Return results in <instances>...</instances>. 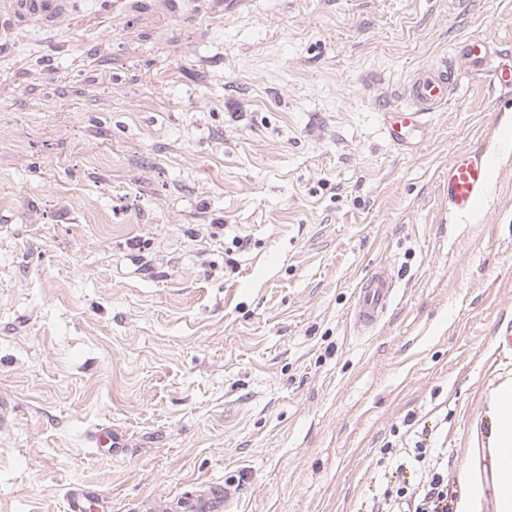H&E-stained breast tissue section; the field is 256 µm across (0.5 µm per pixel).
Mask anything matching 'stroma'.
I'll return each instance as SVG.
<instances>
[{"label":"stroma","mask_w":512,"mask_h":512,"mask_svg":"<svg viewBox=\"0 0 512 512\" xmlns=\"http://www.w3.org/2000/svg\"><path fill=\"white\" fill-rule=\"evenodd\" d=\"M225 3L0 38V512L72 484L153 512L198 480L237 512H371L388 446L456 488L512 373V92L462 79L406 153L378 116L462 40L512 49V0ZM469 148L496 162L452 220ZM378 263L397 298L358 335ZM104 422L128 447L91 448ZM495 160L483 151H462L448 162V216L461 219L473 214L486 196Z\"/></svg>","instance_id":"1"}]
</instances>
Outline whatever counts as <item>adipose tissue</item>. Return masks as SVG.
<instances>
[{
	"mask_svg": "<svg viewBox=\"0 0 512 512\" xmlns=\"http://www.w3.org/2000/svg\"><path fill=\"white\" fill-rule=\"evenodd\" d=\"M476 446L457 472L454 512H512V377L500 378L471 426Z\"/></svg>",
	"mask_w": 512,
	"mask_h": 512,
	"instance_id": "1",
	"label": "adipose tissue"
}]
</instances>
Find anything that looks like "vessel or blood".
<instances>
[{
    "label": "vessel or blood",
    "instance_id": "obj_1",
    "mask_svg": "<svg viewBox=\"0 0 512 512\" xmlns=\"http://www.w3.org/2000/svg\"><path fill=\"white\" fill-rule=\"evenodd\" d=\"M473 74L503 90L512 89V54L491 47L482 39L469 38L448 56L420 70L402 96L380 110L389 142L400 149L413 147L418 132L433 112L450 105L462 77ZM495 160L479 150L457 153L448 163V215L461 219L473 214L483 202ZM396 294L395 274L379 265L363 279L356 291L352 322L361 332L373 331L390 308ZM93 441L98 448H122L124 434L100 425ZM237 491L231 485L198 482L193 490L164 503L165 512H233ZM66 512H107L108 500L92 486L76 485L65 491Z\"/></svg>",
    "mask_w": 512,
    "mask_h": 512
}]
</instances>
